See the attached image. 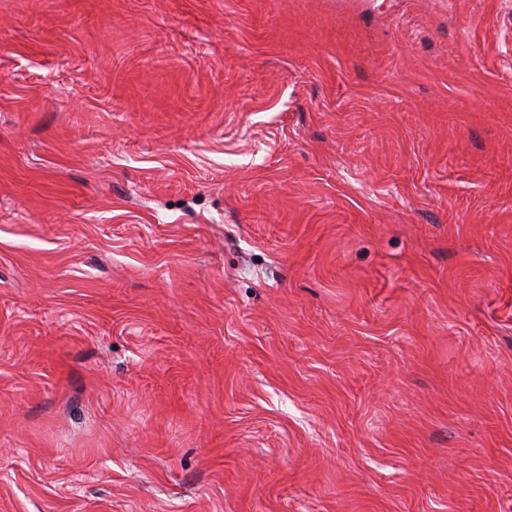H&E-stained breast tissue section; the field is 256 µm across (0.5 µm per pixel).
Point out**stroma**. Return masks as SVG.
I'll return each mask as SVG.
<instances>
[{"label":"stroma","mask_w":512,"mask_h":512,"mask_svg":"<svg viewBox=\"0 0 512 512\" xmlns=\"http://www.w3.org/2000/svg\"><path fill=\"white\" fill-rule=\"evenodd\" d=\"M0 512H512V0H0Z\"/></svg>","instance_id":"obj_1"}]
</instances>
